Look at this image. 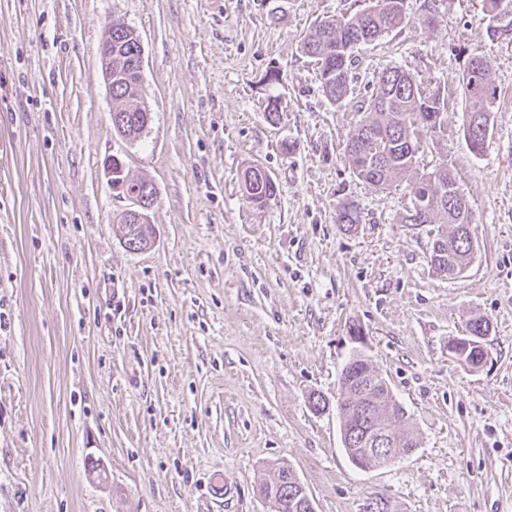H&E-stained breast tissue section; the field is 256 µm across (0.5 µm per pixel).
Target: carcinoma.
I'll return each instance as SVG.
<instances>
[{
    "mask_svg": "<svg viewBox=\"0 0 512 512\" xmlns=\"http://www.w3.org/2000/svg\"><path fill=\"white\" fill-rule=\"evenodd\" d=\"M405 0H372L371 5L350 18H326L314 23L302 39L304 54L318 64L319 81L325 95L336 102L345 98L352 83V53L356 46L369 44L380 36L399 28L405 21ZM139 49L138 42L130 37L126 26L112 24V127L122 137L143 133L150 113L139 105L131 104L140 85L128 76L125 64ZM474 71L472 78L480 92L465 84L471 104L466 124L472 127L469 145L473 153L484 152L490 133V107L495 99L496 87L487 63L482 56L470 58ZM417 84L410 71L393 66L383 69L376 77L372 95L367 103V115L353 131L345 145V154L353 173L364 183L377 188L390 187L395 179L413 164L418 150L416 131L430 129L426 123L429 112H442L445 104L437 95L413 89ZM115 179L129 181L128 188L147 190L156 194L152 183L130 176L128 166L113 168ZM244 186L246 199L262 205L276 192L272 177L261 167L246 171ZM439 189L424 179L411 186L410 206L406 209L404 224H446L435 234L429 264L433 273L442 279H454L457 267L471 262L476 244L470 222L460 218V211L438 197ZM361 210L352 202L337 206L336 223L350 230L362 223ZM126 244L133 250L146 248L154 234L151 224L124 225ZM355 377H363L365 387L352 385L347 405L365 404L367 414L353 413L342 417L341 434L350 439L349 457L356 462L361 449L373 435L383 432L392 436L393 448L407 454L418 447L415 437L401 433L396 423L405 417L403 405L391 394L386 380L375 374L368 359L358 355L346 363ZM288 468L281 467L259 485L276 505V512H301V498L291 482L286 480Z\"/></svg>",
    "mask_w": 512,
    "mask_h": 512,
    "instance_id": "1",
    "label": "carcinoma"
}]
</instances>
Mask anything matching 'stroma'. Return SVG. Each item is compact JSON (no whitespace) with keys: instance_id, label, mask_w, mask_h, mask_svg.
I'll return each mask as SVG.
<instances>
[{"instance_id":"1","label":"stroma","mask_w":512,"mask_h":512,"mask_svg":"<svg viewBox=\"0 0 512 512\" xmlns=\"http://www.w3.org/2000/svg\"><path fill=\"white\" fill-rule=\"evenodd\" d=\"M369 2L0 0V512H274L257 486L276 464L316 512L376 493L396 512H512V40L488 38L482 0H405L331 101L301 39ZM114 21L144 47L152 122L134 141L102 76ZM476 53L497 87L479 155L462 84ZM390 66L445 111L412 170L375 189L344 148ZM112 154L157 189L147 249L116 222ZM442 165L479 242L453 280L430 268L431 225L401 221L410 184ZM252 166L277 186L261 207ZM346 201L364 216L349 231ZM478 315L493 361L473 371L448 341ZM354 325L418 440L383 467L354 466L331 406ZM244 189L246 199L250 203L262 205L275 194L276 184L263 168L255 166L244 175Z\"/></svg>"}]
</instances>
